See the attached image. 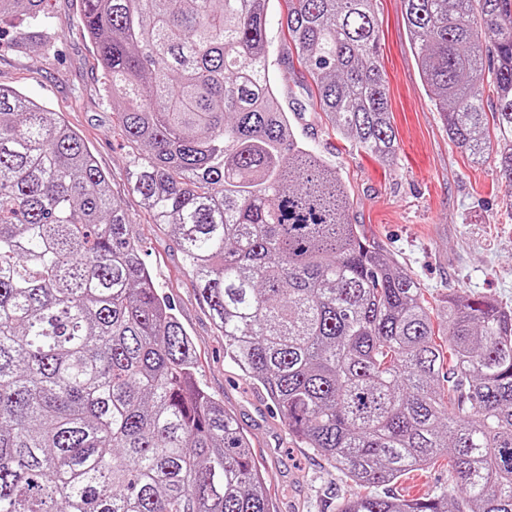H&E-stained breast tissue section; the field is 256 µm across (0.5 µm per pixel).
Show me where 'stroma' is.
<instances>
[{
    "instance_id": "obj_1",
    "label": "stroma",
    "mask_w": 512,
    "mask_h": 512,
    "mask_svg": "<svg viewBox=\"0 0 512 512\" xmlns=\"http://www.w3.org/2000/svg\"><path fill=\"white\" fill-rule=\"evenodd\" d=\"M58 34L50 55L32 47L17 52L20 19L0 21V85L13 88L58 113L78 131L97 165L111 180L112 194L129 220L160 292L191 336L197 379L250 440L273 512H336L355 492L332 464L300 447L265 391L224 358V338L202 301L171 229L152 223L132 192L128 167L134 147L112 120L100 90L91 44L78 27L80 0H51ZM379 57L387 75L391 122L399 153L393 165L356 151L325 127L322 112L293 116L297 133L339 169L349 191L352 223L422 286L429 301L446 294L487 296L512 306V209L505 196L495 151L479 162L448 139L441 115L425 86L404 20L402 0H376ZM284 0H270L266 33L281 104L305 98L279 60L286 52ZM446 461L402 476L390 491L415 499L446 488Z\"/></svg>"
}]
</instances>
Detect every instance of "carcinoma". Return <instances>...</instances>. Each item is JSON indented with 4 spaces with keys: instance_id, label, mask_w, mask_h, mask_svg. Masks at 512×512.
Instances as JSON below:
<instances>
[{
    "instance_id": "1",
    "label": "carcinoma",
    "mask_w": 512,
    "mask_h": 512,
    "mask_svg": "<svg viewBox=\"0 0 512 512\" xmlns=\"http://www.w3.org/2000/svg\"><path fill=\"white\" fill-rule=\"evenodd\" d=\"M449 140L512 177V0H402ZM49 0H0L55 52ZM269 0H82L104 97L142 148L130 185L167 224L224 357L356 486L336 512H512V308L424 288L349 219L269 68ZM311 105L356 149L398 144L374 0H287ZM493 35V46L485 44ZM496 96L484 108V85ZM448 461L451 492L398 498ZM0 512H270L252 449L83 138L0 86Z\"/></svg>"
}]
</instances>
